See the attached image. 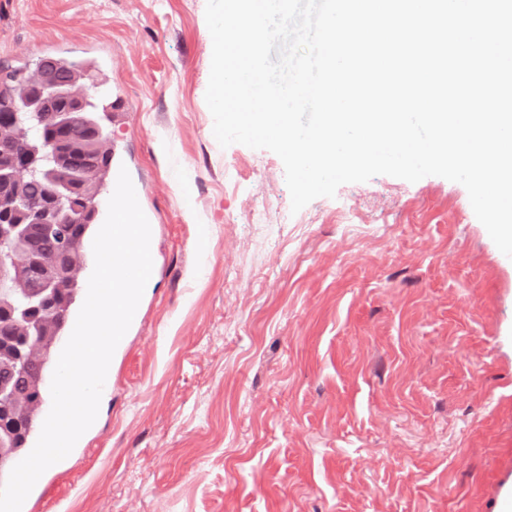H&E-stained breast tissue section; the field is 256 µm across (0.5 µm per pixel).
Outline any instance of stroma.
I'll use <instances>...</instances> for the list:
<instances>
[{
	"label": "stroma",
	"mask_w": 512,
	"mask_h": 512,
	"mask_svg": "<svg viewBox=\"0 0 512 512\" xmlns=\"http://www.w3.org/2000/svg\"><path fill=\"white\" fill-rule=\"evenodd\" d=\"M205 6L0 0V65L86 59L121 91L105 132L157 267L26 512H496L512 259L439 176L292 212L275 153L213 135Z\"/></svg>",
	"instance_id": "stroma-1"
}]
</instances>
